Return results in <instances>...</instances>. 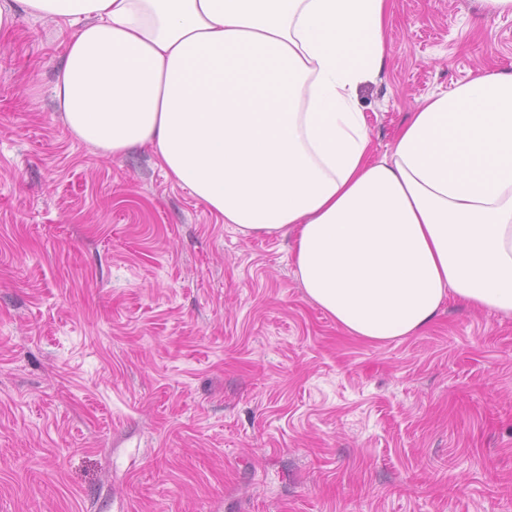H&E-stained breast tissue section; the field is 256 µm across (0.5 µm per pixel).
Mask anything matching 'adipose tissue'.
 Instances as JSON below:
<instances>
[{
	"instance_id": "ef3b65f1",
	"label": "adipose tissue",
	"mask_w": 512,
	"mask_h": 512,
	"mask_svg": "<svg viewBox=\"0 0 512 512\" xmlns=\"http://www.w3.org/2000/svg\"><path fill=\"white\" fill-rule=\"evenodd\" d=\"M394 0H0L71 28L68 130L151 150L242 232L294 230L295 274L349 335L403 340L442 305L512 316V66L430 94L375 155L358 91Z\"/></svg>"
}]
</instances>
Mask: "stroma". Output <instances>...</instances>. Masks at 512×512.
I'll return each mask as SVG.
<instances>
[{"instance_id":"obj_1","label":"stroma","mask_w":512,"mask_h":512,"mask_svg":"<svg viewBox=\"0 0 512 512\" xmlns=\"http://www.w3.org/2000/svg\"><path fill=\"white\" fill-rule=\"evenodd\" d=\"M68 32L0 34V512H512V316L447 302L371 343L243 233L53 98ZM360 100L376 153L512 64V14L396 0Z\"/></svg>"}]
</instances>
